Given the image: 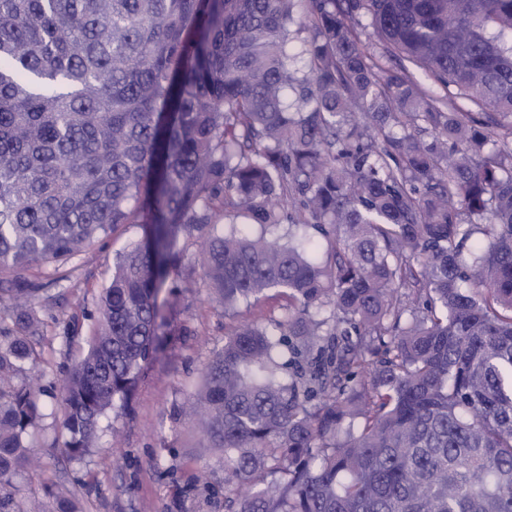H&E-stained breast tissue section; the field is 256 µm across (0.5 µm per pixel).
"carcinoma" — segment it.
Masks as SVG:
<instances>
[{"label": "carcinoma", "instance_id": "obj_1", "mask_svg": "<svg viewBox=\"0 0 512 512\" xmlns=\"http://www.w3.org/2000/svg\"><path fill=\"white\" fill-rule=\"evenodd\" d=\"M362 17L454 91L383 75ZM121 224L146 237L64 378L69 460L128 404L195 237L224 310L288 297L188 404L225 512H512V0H0V512H28L40 390L15 379L54 300L14 273L62 281Z\"/></svg>", "mask_w": 512, "mask_h": 512}]
</instances>
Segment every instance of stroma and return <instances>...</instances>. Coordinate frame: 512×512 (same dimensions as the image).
Masks as SVG:
<instances>
[{
    "label": "stroma",
    "instance_id": "obj_1",
    "mask_svg": "<svg viewBox=\"0 0 512 512\" xmlns=\"http://www.w3.org/2000/svg\"><path fill=\"white\" fill-rule=\"evenodd\" d=\"M142 235L139 225L129 224L79 256L69 279L52 286L53 304L37 312L40 361L27 373L42 380V418L28 440L40 465L13 478L23 502L43 499V488L50 485L75 494L82 512H224L223 454L204 447L194 424L177 413L198 388L212 352L225 341L224 311L199 286L191 240H184L182 258L158 295L157 352L144 367L128 408L101 418L84 463H69L63 454L60 387L67 367L85 348L83 339L68 341L66 324L94 310L116 254Z\"/></svg>",
    "mask_w": 512,
    "mask_h": 512
}]
</instances>
